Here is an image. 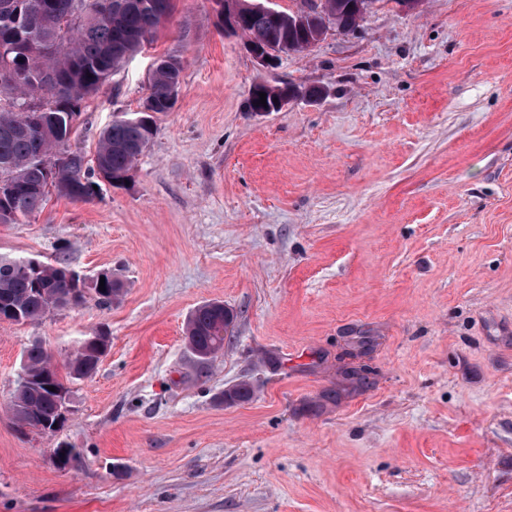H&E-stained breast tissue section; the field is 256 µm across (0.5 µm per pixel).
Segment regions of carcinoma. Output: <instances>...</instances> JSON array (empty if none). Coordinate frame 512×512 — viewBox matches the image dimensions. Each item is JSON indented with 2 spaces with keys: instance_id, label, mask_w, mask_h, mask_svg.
I'll return each mask as SVG.
<instances>
[{
  "instance_id": "carcinoma-1",
  "label": "carcinoma",
  "mask_w": 512,
  "mask_h": 512,
  "mask_svg": "<svg viewBox=\"0 0 512 512\" xmlns=\"http://www.w3.org/2000/svg\"><path fill=\"white\" fill-rule=\"evenodd\" d=\"M77 0H0V69L20 74V82L0 80V182H11L13 192L7 201L10 217L3 224H20L40 211L50 191L73 202H90L97 195L100 178L110 184L125 180L138 155L150 143L156 115L170 112L171 85L182 76L179 57L156 59L151 71L146 100L153 104L148 122L138 120L141 112H124L99 134L95 160L89 162L79 151H70L45 176L40 164L55 147L46 131L55 127L65 135L73 129L86 99L96 94L123 64L150 43L161 21L169 14L171 0H124L127 7L112 12L109 21L94 15V0H83L84 16L74 22ZM353 0H324V10L336 17V24L354 31L364 20ZM292 12L282 11L273 19L262 9L242 17V35L264 45L276 40L290 52L308 49L311 32L288 23ZM291 87L266 94V105L250 96L247 111L275 112L273 98ZM28 263L24 258L0 256V312L15 314L19 324L38 323L60 305L82 303L78 285L67 278L63 266L42 264L34 275H19L13 268ZM104 290L94 288L98 301L112 304L121 293L119 281L104 275ZM235 318L232 310L218 301L196 307L186 323V344L193 355L208 362L224 349L225 333ZM52 354L39 341H33L24 354V368L31 377L28 385L16 389L12 401L14 420L19 428L53 432L59 416L58 395L49 390L65 384L59 376L46 373ZM101 361L92 346L80 347L65 364L71 381L92 376Z\"/></svg>"
}]
</instances>
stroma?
<instances>
[{"label": "stroma", "instance_id": "1", "mask_svg": "<svg viewBox=\"0 0 512 512\" xmlns=\"http://www.w3.org/2000/svg\"><path fill=\"white\" fill-rule=\"evenodd\" d=\"M216 9L172 0L83 104L90 159L152 56L180 57L127 184L0 224V255L123 284L0 323V512H512V0H377L269 68ZM259 81L326 93L255 116ZM207 301L236 319L202 363L184 327ZM99 332L63 427L20 430L30 342L61 361ZM240 383L251 399L224 402Z\"/></svg>", "mask_w": 512, "mask_h": 512}]
</instances>
